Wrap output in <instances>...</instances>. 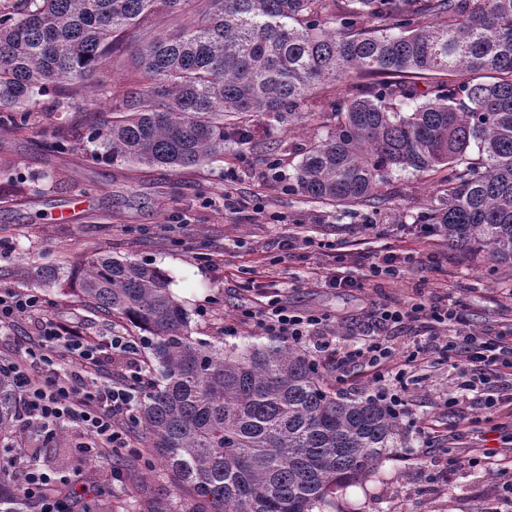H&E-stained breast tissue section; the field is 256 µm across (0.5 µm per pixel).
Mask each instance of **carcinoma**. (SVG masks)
<instances>
[{"mask_svg":"<svg viewBox=\"0 0 512 512\" xmlns=\"http://www.w3.org/2000/svg\"><path fill=\"white\" fill-rule=\"evenodd\" d=\"M165 16L179 23L135 37ZM120 54L134 90L70 130L103 158L200 166L228 139L247 143L231 118L291 122L314 90L345 84L332 131L303 150L297 191L376 209L389 172L444 171L423 223L461 254L512 269V0H15L0 9V125L25 130L39 97H79ZM35 278L64 281L144 333L157 377L134 427L190 488L193 512H325L330 494L402 445V418L368 395H336L308 351L194 339L149 264L99 255ZM16 422L0 373V441ZM20 489L18 474L0 481L4 512L35 507Z\"/></svg>","mask_w":512,"mask_h":512,"instance_id":"obj_1","label":"carcinoma"}]
</instances>
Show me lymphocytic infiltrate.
Here are the masks:
<instances>
[{"instance_id":"f902f5d3","label":"lymphocytic infiltrate","mask_w":512,"mask_h":512,"mask_svg":"<svg viewBox=\"0 0 512 512\" xmlns=\"http://www.w3.org/2000/svg\"><path fill=\"white\" fill-rule=\"evenodd\" d=\"M41 298L32 292L0 290V328L10 326L23 316L37 315V334L33 352L41 356L60 354L69 368L63 377H43L27 369L15 368L17 386L22 396V419L44 434L72 426L93 439L100 452L128 447L127 424L135 418L139 399L147 382V369L140 358V340L135 336H85L56 319L38 316ZM270 336H278L294 345H312L315 353L338 367L359 365L369 369L374 396L398 413H406L403 374L396 371L397 349L384 339L372 336L355 344L334 347L323 340L325 320L269 302L267 308L245 314ZM378 327L426 320L441 329H453V336L434 342L439 356L454 355L455 364L467 379L456 393L465 400L479 392L492 379L512 369V343L506 335L477 336L460 328L457 311L449 306L416 304L409 308L384 306L375 313ZM123 362L125 371L117 379H98L105 362ZM0 474L21 475L23 489L38 498L41 512H67L65 498L49 495L53 478L35 461L18 463L15 458L0 461Z\"/></svg>"}]
</instances>
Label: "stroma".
I'll use <instances>...</instances> for the list:
<instances>
[{
	"mask_svg": "<svg viewBox=\"0 0 512 512\" xmlns=\"http://www.w3.org/2000/svg\"><path fill=\"white\" fill-rule=\"evenodd\" d=\"M348 93L343 84L318 91L290 123L247 118L248 143L226 142L223 159L185 170L134 171L57 145L58 132L78 115L67 102L41 100L24 131L0 126V289H37L49 315L83 334H128L127 323L84 306L60 285L36 283L32 273L93 255L147 262L168 278L190 315L192 337L240 351L279 344L243 316L272 299L329 316L343 339L364 329L380 306L418 302L455 307L467 330L480 334L512 326V270L490 271L424 232L420 220L438 194L436 177L392 171L382 188L386 203L375 210L344 209L292 190L302 150L330 130L329 103ZM228 193L237 213L224 209ZM73 198L84 202L77 221L53 222L52 212ZM368 215L377 222L370 232L362 225ZM292 236L303 246L288 254L280 244ZM334 246L346 251L362 287L316 282L317 270L331 267ZM407 251L413 259L402 276L367 277L370 262ZM259 259L273 276L251 288L245 270ZM230 325L235 334H225ZM460 381L443 358L409 371L404 447L368 481L337 489L331 512H499L504 474L452 473L448 458L512 448V405L489 409L478 397L448 406ZM83 440L71 430L48 437L21 429L9 453L32 450L43 469L68 471L71 488L104 490L100 512H190V490L177 486L140 438L133 450L96 460L78 457Z\"/></svg>",
	"mask_w": 512,
	"mask_h": 512,
	"instance_id": "obj_1",
	"label": "stroma"
}]
</instances>
